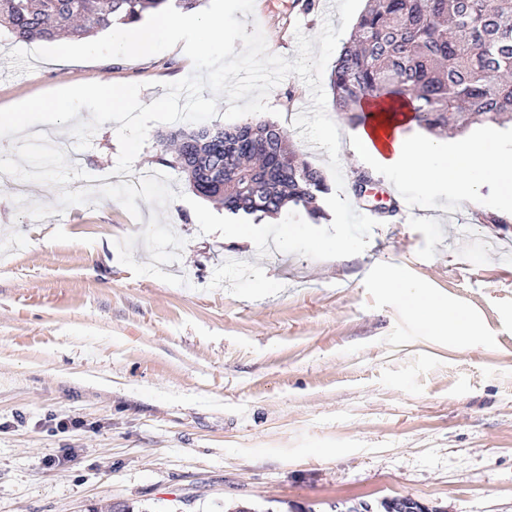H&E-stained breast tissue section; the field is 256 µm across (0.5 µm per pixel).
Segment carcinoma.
I'll return each mask as SVG.
<instances>
[{
	"mask_svg": "<svg viewBox=\"0 0 512 512\" xmlns=\"http://www.w3.org/2000/svg\"><path fill=\"white\" fill-rule=\"evenodd\" d=\"M204 0H0V26L19 42L65 33L86 39L116 24L142 20L167 5L191 11ZM333 107L353 125L365 104L407 102L418 126L461 131L473 122L512 121V0H367L331 72ZM261 136L242 126L177 128L164 139L199 196L217 198L232 215L278 214L302 206L316 220L331 192L323 174L288 143L273 122Z\"/></svg>",
	"mask_w": 512,
	"mask_h": 512,
	"instance_id": "cac0c4a2",
	"label": "carcinoma"
}]
</instances>
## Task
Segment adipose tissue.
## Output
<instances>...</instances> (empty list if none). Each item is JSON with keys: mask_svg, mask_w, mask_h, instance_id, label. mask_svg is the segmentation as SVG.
Returning a JSON list of instances; mask_svg holds the SVG:
<instances>
[{"mask_svg": "<svg viewBox=\"0 0 512 512\" xmlns=\"http://www.w3.org/2000/svg\"><path fill=\"white\" fill-rule=\"evenodd\" d=\"M370 112L371 123L353 132L351 170L396 174L413 181L424 195L461 206L477 204L488 188L512 200V150L487 146L473 128L452 146L417 136L413 112L406 106L392 112L374 102Z\"/></svg>", "mask_w": 512, "mask_h": 512, "instance_id": "ef3b65f1", "label": "adipose tissue"}]
</instances>
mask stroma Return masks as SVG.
I'll return each mask as SVG.
<instances>
[{
    "mask_svg": "<svg viewBox=\"0 0 512 512\" xmlns=\"http://www.w3.org/2000/svg\"><path fill=\"white\" fill-rule=\"evenodd\" d=\"M271 53L296 60L297 33L340 26L335 0H255ZM0 28V108L70 83H138L151 104L193 65L181 47L147 59L10 67ZM277 124L311 164L296 116L311 106L289 75L273 87ZM116 122L75 151L114 168ZM153 125L134 170L170 177L164 219L185 241L163 272L136 277L116 240L140 218L100 199L42 220L0 183V512H347L411 497L446 512H512V222L487 194L459 209L400 176L375 177L395 203L357 255L313 260L200 233L191 189ZM411 283L417 293L388 288ZM460 312L469 338L432 328L417 295ZM65 464L49 466L50 458Z\"/></svg>",
    "mask_w": 512,
    "mask_h": 512,
    "instance_id": "stroma-1",
    "label": "stroma"
}]
</instances>
